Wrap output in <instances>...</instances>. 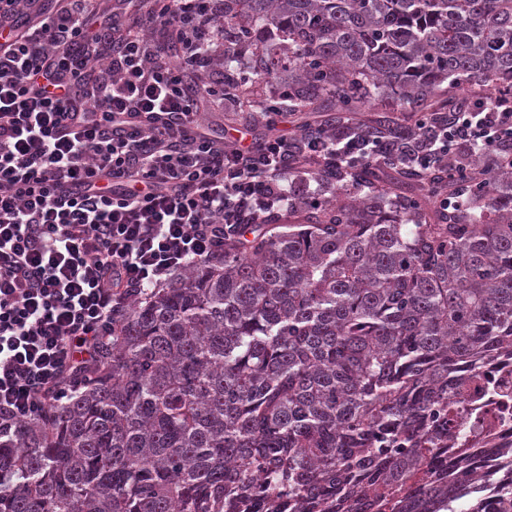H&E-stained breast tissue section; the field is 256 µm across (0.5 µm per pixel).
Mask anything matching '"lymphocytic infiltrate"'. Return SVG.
<instances>
[{
  "mask_svg": "<svg viewBox=\"0 0 512 512\" xmlns=\"http://www.w3.org/2000/svg\"><path fill=\"white\" fill-rule=\"evenodd\" d=\"M0 0V433L62 399L112 319L288 199L291 137L203 130L187 85L214 71L224 0H147L130 26L99 0ZM37 22L18 33L19 20ZM512 111L450 113L420 168L460 145L496 158Z\"/></svg>",
  "mask_w": 512,
  "mask_h": 512,
  "instance_id": "f902f5d3",
  "label": "lymphocytic infiltrate"
}]
</instances>
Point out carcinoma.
<instances>
[{"mask_svg":"<svg viewBox=\"0 0 512 512\" xmlns=\"http://www.w3.org/2000/svg\"><path fill=\"white\" fill-rule=\"evenodd\" d=\"M224 97L328 113L340 146L288 158L295 224L132 296L93 368L0 445V512H462L448 425L484 359L512 353V163L467 147L424 170L416 128L344 113L392 98L423 135L512 106V0H224ZM460 197L444 209L438 198ZM312 137H309V154L311 156L320 157H333L336 159V154L343 155L345 159L362 161L370 158L371 154L375 152L376 146L365 149L358 147L357 149H346L344 147L336 148V143L328 138L320 128L313 130Z\"/></svg>","mask_w":512,"mask_h":512,"instance_id":"1","label":"carcinoma"}]
</instances>
